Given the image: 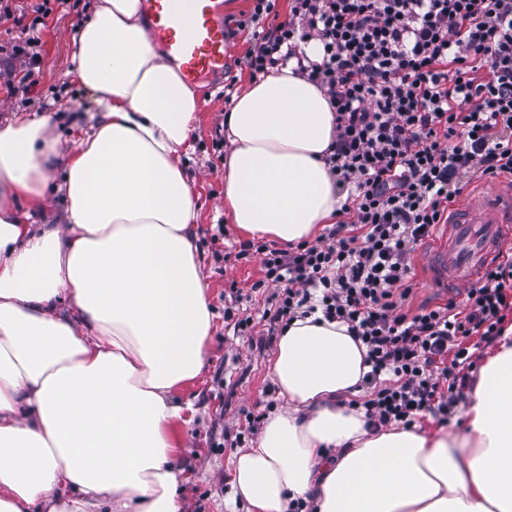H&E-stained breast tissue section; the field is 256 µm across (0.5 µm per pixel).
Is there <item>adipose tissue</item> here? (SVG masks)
<instances>
[{
  "label": "adipose tissue",
  "mask_w": 512,
  "mask_h": 512,
  "mask_svg": "<svg viewBox=\"0 0 512 512\" xmlns=\"http://www.w3.org/2000/svg\"><path fill=\"white\" fill-rule=\"evenodd\" d=\"M74 81L99 108L67 163V224L35 223L58 156L49 116L0 125V512H180L171 436L193 405L213 313L198 208L177 157L198 96L157 62L141 0H100L73 39ZM275 66L224 118V212L296 244L344 197L324 156L325 90ZM68 306H60L61 294ZM367 349L336 321L298 318L270 361L288 403L234 456L247 512H512V326L467 394L463 431L370 429L342 405Z\"/></svg>",
  "instance_id": "obj_1"
}]
</instances>
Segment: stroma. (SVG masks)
I'll list each match as a JSON object with an SVG mask.
<instances>
[{"label":"stroma","instance_id":"35a3bbf8","mask_svg":"<svg viewBox=\"0 0 512 512\" xmlns=\"http://www.w3.org/2000/svg\"><path fill=\"white\" fill-rule=\"evenodd\" d=\"M223 2L224 71L193 83L200 108L191 133L192 148L180 161L199 204L198 245L214 313L204 368L177 394L194 407L190 419L175 431L181 444L176 459L182 471L180 512H246L243 505L230 503L233 457L257 441L248 430L249 421L265 425L270 416L286 408L269 369L274 345L268 340L263 312L274 307L275 300L271 289L261 284L262 257L254 253L235 259L244 237L224 212L222 159L228 150L224 114L229 110L225 99L241 94L253 81L247 66L252 30L244 25L253 2ZM96 4L97 0H66L56 8L37 29L42 59L35 71V86L28 94L12 98L0 92V123L21 114H52L50 131L63 155L76 147L79 128L88 127L97 112L91 94L70 75L73 38ZM217 233L223 241L219 250L212 243ZM244 318L250 325L243 331L236 322Z\"/></svg>","mask_w":512,"mask_h":512}]
</instances>
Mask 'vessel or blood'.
<instances>
[{
	"mask_svg": "<svg viewBox=\"0 0 512 512\" xmlns=\"http://www.w3.org/2000/svg\"><path fill=\"white\" fill-rule=\"evenodd\" d=\"M146 33L166 44V59L182 66L188 80L224 70V9L207 0L202 11L179 12L167 0H141ZM430 254L441 284L450 288L477 281L479 270L501 259L512 243V190L480 194L468 207L456 209L439 225Z\"/></svg>",
	"mask_w": 512,
	"mask_h": 512,
	"instance_id": "1",
	"label": "vessel or blood"
}]
</instances>
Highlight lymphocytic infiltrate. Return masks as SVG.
<instances>
[{
  "mask_svg": "<svg viewBox=\"0 0 512 512\" xmlns=\"http://www.w3.org/2000/svg\"><path fill=\"white\" fill-rule=\"evenodd\" d=\"M287 20L254 31L265 74L315 39L297 71L325 89L336 138L325 161L347 197L326 239L281 250L243 243L278 287L270 329L319 313L347 324L371 370L357 407L369 427L445 423L464 401L480 346L512 315V258L462 301L410 310L412 255L448 218L463 180L512 174V0H290ZM7 96L34 85L38 36L12 47ZM486 78H479V71Z\"/></svg>",
  "mask_w": 512,
  "mask_h": 512,
  "instance_id": "1",
  "label": "lymphocytic infiltrate"
}]
</instances>
